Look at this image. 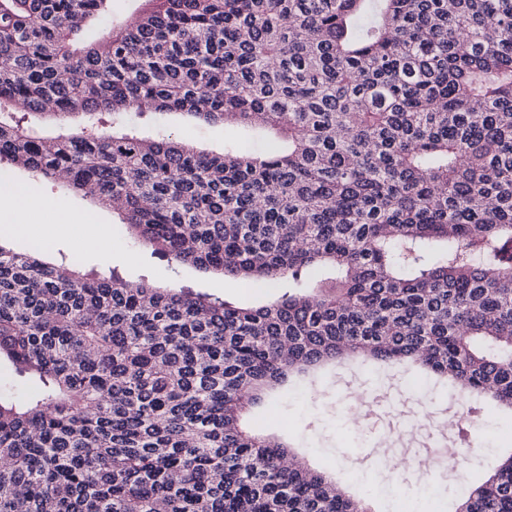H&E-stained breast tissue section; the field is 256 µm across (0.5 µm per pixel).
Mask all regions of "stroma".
<instances>
[{
    "instance_id": "obj_1",
    "label": "stroma",
    "mask_w": 512,
    "mask_h": 512,
    "mask_svg": "<svg viewBox=\"0 0 512 512\" xmlns=\"http://www.w3.org/2000/svg\"><path fill=\"white\" fill-rule=\"evenodd\" d=\"M136 124L143 136H154L164 129L189 141L197 148L221 152L225 140L251 145L253 134L238 127L208 126L190 121L184 115L165 116L145 114ZM19 183L30 192L54 205L34 229L33 238L7 240L13 251L26 253L41 240V258L58 265L72 263L83 272H95L106 267L116 268L130 282L146 281L162 288H191L236 302L248 307L271 299L272 289L251 288L224 280L222 276L203 272L190 265H177L159 259L150 244L135 239L121 224L120 218L108 206L83 196L57 181L33 177L13 164H0V179ZM93 211L101 226L112 238V256L104 258L81 244L78 230L61 229L57 211ZM420 370L413 365L375 369L371 366L342 364L305 383L303 392L281 388L255 406L248 417L256 431L278 436L304 448L316 467L335 475L337 482L356 492L360 480L376 485L396 484L397 490L387 500L376 502L377 512H408L407 501L413 500L421 485L435 483L456 491L459 486L483 479L498 455L512 446V422L504 425L507 438L496 441L494 448L478 450L462 460L460 467L438 469L440 446H454L456 437L446 419L454 414L453 398L438 386L427 384L422 397H413L411 385ZM383 397L387 405L400 411L393 419L382 410L358 412L354 394ZM361 413L358 424H351L354 413ZM385 458L401 461L400 471L382 466Z\"/></svg>"
}]
</instances>
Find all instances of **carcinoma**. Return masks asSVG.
Instances as JSON below:
<instances>
[{"mask_svg":"<svg viewBox=\"0 0 512 512\" xmlns=\"http://www.w3.org/2000/svg\"><path fill=\"white\" fill-rule=\"evenodd\" d=\"M0 0V161L258 306L0 246V512H372L243 415L292 375L416 363L512 414V0ZM106 36L78 41L89 22ZM258 129L214 154L133 116ZM60 123L42 137L29 117ZM112 124V130L105 125ZM452 512H512V452ZM108 5L114 23H124L147 7L145 0H112ZM31 383H23L16 375L14 369L6 362L1 361L0 364V389L3 396H9L11 392H15L18 396L19 391L28 394Z\"/></svg>","mask_w":512,"mask_h":512,"instance_id":"obj_1","label":"carcinoma"}]
</instances>
